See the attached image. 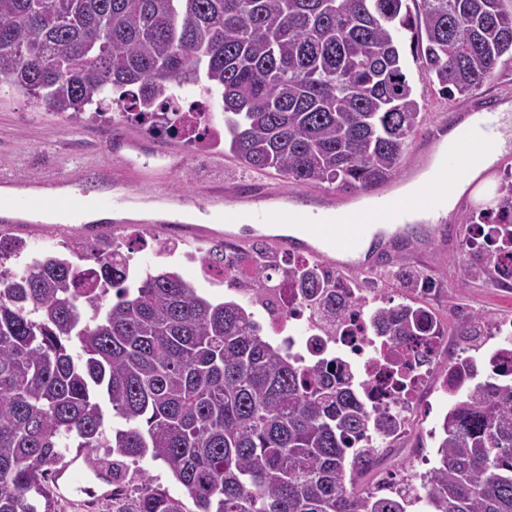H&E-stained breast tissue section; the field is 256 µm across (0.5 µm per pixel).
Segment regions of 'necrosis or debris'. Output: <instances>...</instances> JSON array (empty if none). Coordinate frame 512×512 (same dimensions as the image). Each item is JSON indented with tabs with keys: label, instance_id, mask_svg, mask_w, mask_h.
<instances>
[{
	"label": "necrosis or debris",
	"instance_id": "obj_1",
	"mask_svg": "<svg viewBox=\"0 0 512 512\" xmlns=\"http://www.w3.org/2000/svg\"><path fill=\"white\" fill-rule=\"evenodd\" d=\"M337 288L348 305L342 323L330 328L309 318L300 288L292 281L280 282L255 304L266 314L265 331L281 345L298 350L306 364L319 360L337 361L370 405L398 401L397 433H405L412 420L416 398L436 363L439 336H415L399 348L390 347L384 337L371 335L366 308L373 294L348 287L337 280Z\"/></svg>",
	"mask_w": 512,
	"mask_h": 512
}]
</instances>
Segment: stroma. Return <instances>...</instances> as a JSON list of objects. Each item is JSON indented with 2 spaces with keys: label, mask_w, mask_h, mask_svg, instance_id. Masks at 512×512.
I'll list each match as a JSON object with an SVG mask.
<instances>
[{
  "label": "stroma",
  "mask_w": 512,
  "mask_h": 512,
  "mask_svg": "<svg viewBox=\"0 0 512 512\" xmlns=\"http://www.w3.org/2000/svg\"><path fill=\"white\" fill-rule=\"evenodd\" d=\"M407 72L424 108L405 152L402 170L389 183L391 194L397 199L404 198L407 185L425 175V168L416 164L418 152L432 134L447 132L450 116L478 112L491 104L512 103V62L497 67L477 95L454 101L441 94L415 59H408ZM130 136L141 139V151L132 152L124 147V139ZM85 169L110 172V179L94 180L93 185L102 194L121 198L122 217L101 222L91 229L76 221L40 220L18 227L0 223V239L23 246L21 258L10 260V267L23 268L34 256L47 252L63 254L73 241H91L104 235L114 239L121 248L131 250L132 263L137 269L173 270L213 300L242 302L245 294L230 288L219 271L203 273L199 256L218 241L240 249L263 241L269 245L266 258L291 257L292 252L281 242L279 232L229 225L214 234L180 235L170 229L167 220L150 217V210L196 208L215 193L241 197L276 189L285 195L280 202L282 208H290L289 198L294 195L299 203L314 211L323 191L322 186L299 185L273 171L252 170L226 155L223 149L202 151L180 137L149 132L144 123L131 117L70 121L52 114L44 104L27 96L0 95V175L18 174L37 180L50 176L62 178ZM473 238V230L466 224L458 225L452 238L442 232L428 233L422 250L403 253L400 262H372L361 273L348 272L344 278L373 289L380 303H398L405 291L400 288L396 273L404 268L435 279V289L416 295L414 301L429 308L444 326H451V314L461 310L498 322L512 321V288L485 279L463 286L458 283L457 258ZM162 240L177 244V255L159 253L157 244ZM448 404L438 376H431L417 398L408 433L385 452L370 475L371 484L422 472L423 459L436 456L438 438L433 431L439 427ZM121 475L124 483L134 490L147 477L155 487L174 497L186 496L183 487L158 461L146 458L127 463Z\"/></svg>",
  "instance_id": "1"
}]
</instances>
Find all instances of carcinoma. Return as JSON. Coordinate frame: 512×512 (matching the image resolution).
Listing matches in <instances>:
<instances>
[{
    "mask_svg": "<svg viewBox=\"0 0 512 512\" xmlns=\"http://www.w3.org/2000/svg\"><path fill=\"white\" fill-rule=\"evenodd\" d=\"M505 0H0V93L73 121L112 108L149 130L199 141L203 102L224 109V152L298 184L354 192L400 170L421 105L399 43L448 100L471 97L507 57ZM460 223L483 246L458 261L465 285L499 286L512 255V181ZM22 245L0 242V512H64L46 474L64 448H109L112 465L162 461L195 512H408L410 495L366 485L387 447L394 404L367 410L336 365L271 343L251 303L215 302L178 273H133L103 237L71 256L44 253L15 271ZM224 271V243L201 257ZM302 288L328 323L344 298L319 261L273 275ZM421 294L427 277L398 273ZM393 344L438 317L407 302L374 309ZM485 316L456 317L463 352L493 335ZM443 418L423 512H512V373L460 378ZM116 512H187L141 484Z\"/></svg>",
    "mask_w": 512,
    "mask_h": 512,
    "instance_id": "obj_1",
    "label": "carcinoma"
}]
</instances>
